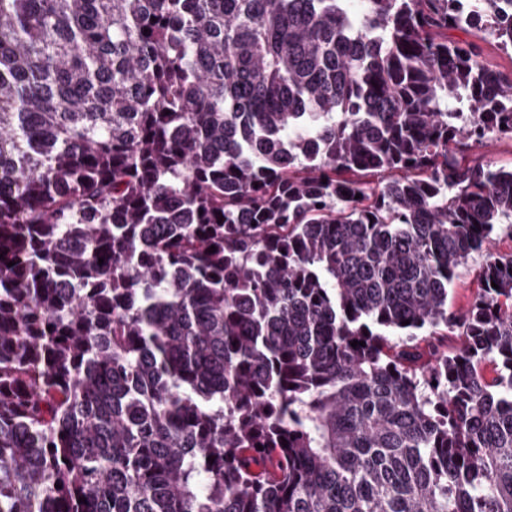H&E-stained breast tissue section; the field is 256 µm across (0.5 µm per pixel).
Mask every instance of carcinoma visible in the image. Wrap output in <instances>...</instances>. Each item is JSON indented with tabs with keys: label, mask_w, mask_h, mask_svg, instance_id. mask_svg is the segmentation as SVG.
I'll use <instances>...</instances> for the list:
<instances>
[{
	"label": "carcinoma",
	"mask_w": 512,
	"mask_h": 512,
	"mask_svg": "<svg viewBox=\"0 0 512 512\" xmlns=\"http://www.w3.org/2000/svg\"><path fill=\"white\" fill-rule=\"evenodd\" d=\"M352 2L0 0V512H512V15ZM472 158L492 163L497 167H512V140L490 139L474 146L470 151ZM484 255H474L468 264L459 270L457 278L451 285L448 306L458 311L466 307L468 301L478 293L481 281L478 278V266L483 262Z\"/></svg>",
	"instance_id": "cac0c4a2"
}]
</instances>
